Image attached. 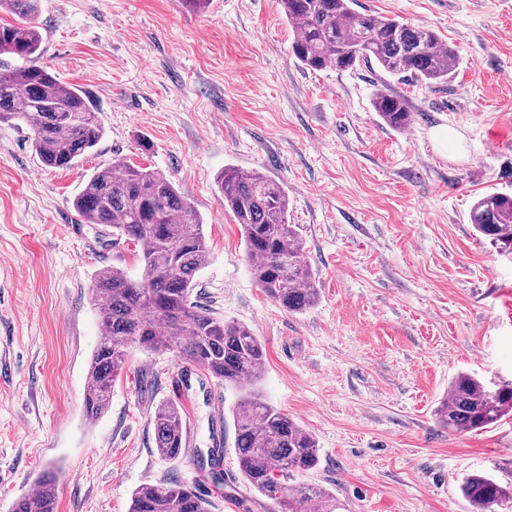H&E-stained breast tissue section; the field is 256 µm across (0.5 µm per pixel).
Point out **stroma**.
<instances>
[{
	"mask_svg": "<svg viewBox=\"0 0 512 512\" xmlns=\"http://www.w3.org/2000/svg\"><path fill=\"white\" fill-rule=\"evenodd\" d=\"M424 25L458 54L432 87L366 65L313 71L294 59L277 0H41L40 62L82 88L104 135L71 168L43 166L27 129L0 123V512L44 470L57 512H128L134 489L177 481L210 512H267L244 482L232 423L216 488L195 452L236 390L175 353L130 349L109 409L84 415L101 336L92 279L140 277V243L84 223L74 197L124 158L167 174L204 219L209 257L193 298L244 324L264 348L258 388L316 439V468L292 483L330 491L337 512H472L460 486H512V414L452 431L437 414L460 372L512 382V252L469 213L512 190V9L505 0H356ZM413 122L385 126L377 91ZM455 133L441 147V129ZM150 150H143L142 142ZM283 185L317 303L290 313L258 288L217 177L225 166ZM181 398L192 453L154 444L156 407ZM373 108L384 125L395 129H407L413 120L407 100L401 96L380 91L373 100Z\"/></svg>",
	"mask_w": 512,
	"mask_h": 512,
	"instance_id": "obj_1",
	"label": "stroma"
}]
</instances>
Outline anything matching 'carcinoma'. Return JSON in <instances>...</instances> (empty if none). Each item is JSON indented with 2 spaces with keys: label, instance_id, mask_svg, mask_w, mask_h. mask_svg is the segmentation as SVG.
<instances>
[{
  "label": "carcinoma",
  "instance_id": "obj_1",
  "mask_svg": "<svg viewBox=\"0 0 512 512\" xmlns=\"http://www.w3.org/2000/svg\"><path fill=\"white\" fill-rule=\"evenodd\" d=\"M354 0H279L297 35L295 59L305 68L353 69L376 65L393 76L428 85L444 84L459 65L456 51L426 26L362 14ZM16 25H0V123L30 132L33 149L50 168H69L93 149L103 128L85 92L38 64L42 35L38 0H0ZM373 108L384 125L407 129L413 120L407 100L377 93ZM224 204L240 224L256 284L289 312L316 304L315 276L303 263V240L288 223V197L282 185L258 171L228 167L219 177ZM87 224L112 228L116 236L143 246L141 279L117 266L94 276L92 298L100 312V343L88 368L85 415L98 418L111 402L112 382L128 349L177 350L189 364L237 390L231 410L234 448L244 480L277 507V512H335L333 496L305 484L288 485L295 472L319 462L315 439L287 414L268 404L257 389L264 352L246 327L212 316L191 300L196 273L209 251L203 221L163 172L131 165L123 158L95 172L74 198ZM470 221L476 232L512 251V192L496 191L477 200ZM512 413V382L492 387L471 373L449 383L439 409L443 426L455 431L484 429ZM155 448L168 460L185 448L186 418L166 401L153 417ZM56 474L34 481V492L20 496L13 512H57ZM461 492L474 512H506L512 488L487 474H470ZM130 512H209L196 490L176 481L146 484L132 494Z\"/></svg>",
  "mask_w": 512,
  "mask_h": 512
}]
</instances>
